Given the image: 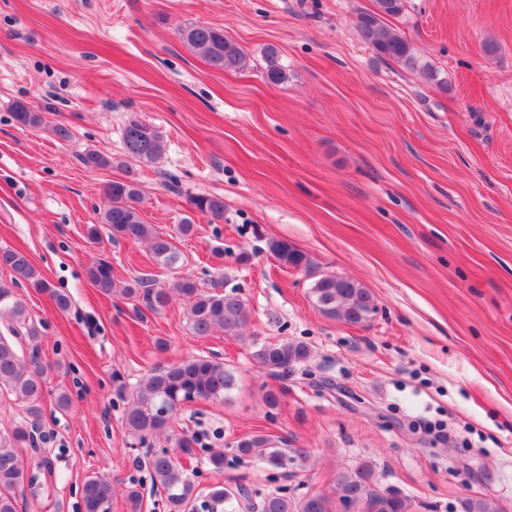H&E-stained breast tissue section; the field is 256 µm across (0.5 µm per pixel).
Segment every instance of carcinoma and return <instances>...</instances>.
<instances>
[{
	"label": "carcinoma",
	"instance_id": "obj_1",
	"mask_svg": "<svg viewBox=\"0 0 512 512\" xmlns=\"http://www.w3.org/2000/svg\"><path fill=\"white\" fill-rule=\"evenodd\" d=\"M375 9L359 15L357 30L360 38L380 57L417 71L439 85L438 73L419 61L414 47L401 33L386 22L388 17L403 13L405 0H374ZM180 39L212 69L236 71L245 65V53L232 42L221 28L190 25L180 29ZM263 77L278 85L287 79L285 66L278 50L268 46L263 52ZM14 118L24 127L41 129L46 120L26 104L15 105ZM128 154L153 159L163 151V144L155 130L136 118L130 119L123 132ZM84 166L102 169L112 166L109 157L95 151L82 156ZM109 205L100 223L88 226L87 238L96 240L101 229H106L114 242L120 240L145 241L153 261L169 272L170 280L162 286L149 276L119 285L113 278L112 266L99 260L86 269L90 283L105 295L117 293L131 301H139L148 309L157 311L169 304L172 297H181L187 305V319L197 336L222 332L237 337L247 323L248 312L242 299L233 293L205 290L188 275L182 274L185 255L181 241L194 231L187 218L173 233L157 230L145 223L137 208L139 190L129 179L111 180L104 186ZM193 208L213 220L224 218V201L214 196L192 198ZM269 250L284 266L311 273L313 260L286 240H272ZM0 265L14 274L11 284L0 283V313L9 316L14 324L9 335L0 334V391L24 405L27 417L13 423L0 433V512H19L18 494L31 481L28 471L19 460L22 448L36 447V419L43 400L44 386L51 367L39 357L37 349L23 354L18 346L20 331H25L29 342L39 338L37 329L26 324V308L13 287L23 282L38 291H48L56 306L65 310L69 297L52 290L51 285L33 266L28 255L15 249L0 250ZM312 301L323 315L349 325L368 321L376 312L372 291L361 282L335 274H318L312 284ZM309 348L288 339L264 342L256 346L253 358L272 376H285L293 367L305 362ZM232 385V375L224 363L210 357L193 356L179 362L156 367L140 381L129 396L122 422L129 434L144 442L147 438L170 431L180 407L195 400L218 399ZM176 453L162 450L153 454L148 465L155 485L166 495L170 512H194L195 485L180 463L178 455H194V437L170 436ZM235 457L258 458L271 466L280 467L286 459L285 449L266 434H253L236 441ZM112 501L110 479L90 475L82 487L84 512H108ZM258 512H411L408 496L380 486L378 475L370 464L346 468L336 473L335 497L325 494H307L290 498L269 493L257 504ZM461 512H502L498 501L489 496L466 498L460 503Z\"/></svg>",
	"mask_w": 512,
	"mask_h": 512
}]
</instances>
